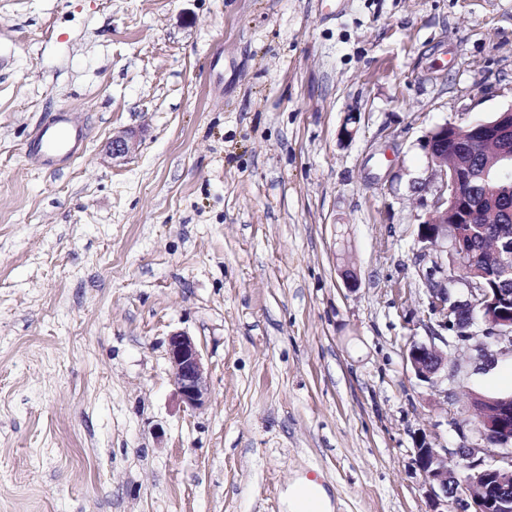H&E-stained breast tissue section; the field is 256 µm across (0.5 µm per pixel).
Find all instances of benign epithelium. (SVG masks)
Returning a JSON list of instances; mask_svg holds the SVG:
<instances>
[{
  "label": "benign epithelium",
  "instance_id": "1",
  "mask_svg": "<svg viewBox=\"0 0 512 512\" xmlns=\"http://www.w3.org/2000/svg\"><path fill=\"white\" fill-rule=\"evenodd\" d=\"M139 135L132 130L112 134L106 153L112 159H124L138 145ZM431 168L430 178L440 179V186L425 215L418 220L416 239L420 258L430 262L422 274L428 303L426 318L435 320L443 330L459 326L465 310L484 302L478 322L465 320L466 330L455 337L467 344L481 336L476 345L482 365L489 367L498 358H512V249L497 254L503 277L502 290H489L464 276L448 274V254L464 255V238L458 224H472L479 218L471 199L473 187L495 183L503 195L512 196V106L493 119L464 124L435 125L419 139ZM462 284L467 296L459 298L454 288ZM448 343L440 333L428 339H411L406 349V363L415 377L424 382L461 381L468 376L451 361L448 351L435 341ZM167 356L171 380L186 408L204 409L210 402V386L201 351L195 340L176 332L170 335ZM484 411L471 430L470 443L448 452L446 448L418 446L413 449L417 468L432 490V508L460 505L462 512H512V396L483 399ZM491 444L499 452L491 460L475 458L476 448Z\"/></svg>",
  "mask_w": 512,
  "mask_h": 512
}]
</instances>
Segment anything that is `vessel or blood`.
<instances>
[{
    "label": "vessel or blood",
    "mask_w": 512,
    "mask_h": 512,
    "mask_svg": "<svg viewBox=\"0 0 512 512\" xmlns=\"http://www.w3.org/2000/svg\"><path fill=\"white\" fill-rule=\"evenodd\" d=\"M84 144V132L69 113L57 112L45 118L25 145L31 163L47 171H57L78 158Z\"/></svg>",
    "instance_id": "1"
}]
</instances>
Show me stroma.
<instances>
[{"label":"stroma","mask_w":512,"mask_h":512,"mask_svg":"<svg viewBox=\"0 0 512 512\" xmlns=\"http://www.w3.org/2000/svg\"><path fill=\"white\" fill-rule=\"evenodd\" d=\"M511 104L512 0H0V512H283L300 476L333 512H428L416 444L457 448L512 360L405 361L418 139ZM59 111L86 150L36 169ZM138 142L139 135L135 131H117L106 145V153L112 160L124 159L136 150ZM167 356L171 380L186 408L204 409L210 402V386L201 351L195 340L176 332L170 335ZM427 340L412 338L406 349V363L410 365L415 377L424 382L438 383L450 379L464 380L468 373L452 362L448 357V336L434 333ZM446 345V350L439 348L435 340Z\"/></svg>","instance_id":"35a3bbf8"}]
</instances>
